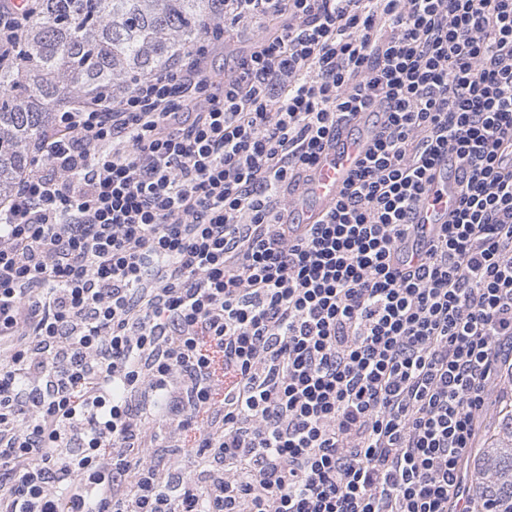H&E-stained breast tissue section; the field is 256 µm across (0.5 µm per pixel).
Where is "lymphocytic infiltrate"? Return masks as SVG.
Returning <instances> with one entry per match:
<instances>
[{
  "label": "lymphocytic infiltrate",
  "instance_id": "obj_1",
  "mask_svg": "<svg viewBox=\"0 0 512 512\" xmlns=\"http://www.w3.org/2000/svg\"><path fill=\"white\" fill-rule=\"evenodd\" d=\"M220 2L179 66L56 113L0 207V512H476L464 465L512 398V0ZM447 154L453 216L415 223ZM152 423L197 432L200 475L160 474ZM240 44L236 46H232L230 48H226L225 54L222 52L211 55L208 57L206 63V74L213 81H219L224 76V72L228 71L233 66V57L231 55V49L234 47H238ZM220 78V79H219ZM373 117L359 115L336 133L318 163L307 171L282 214V224H297L301 234L309 224L320 222L336 205L340 190L360 165L377 129Z\"/></svg>",
  "mask_w": 512,
  "mask_h": 512
}]
</instances>
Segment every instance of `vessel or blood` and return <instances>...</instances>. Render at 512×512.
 <instances>
[{"label":"vessel or blood","mask_w":512,"mask_h":512,"mask_svg":"<svg viewBox=\"0 0 512 512\" xmlns=\"http://www.w3.org/2000/svg\"><path fill=\"white\" fill-rule=\"evenodd\" d=\"M376 128L367 115L345 123L318 163L300 181L282 223L305 231L320 222L335 206L340 190L360 165L373 141ZM460 186V172L454 159L441 158L429 191L420 200L416 221L443 224L453 209Z\"/></svg>","instance_id":"obj_1"}]
</instances>
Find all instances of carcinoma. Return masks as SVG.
<instances>
[{"mask_svg": "<svg viewBox=\"0 0 512 512\" xmlns=\"http://www.w3.org/2000/svg\"><path fill=\"white\" fill-rule=\"evenodd\" d=\"M213 0H34L11 52L0 55V203L30 169V146L55 113L113 100L171 67L199 41ZM480 512H512V410L471 460Z\"/></svg>", "mask_w": 512, "mask_h": 512, "instance_id": "cac0c4a2", "label": "carcinoma"}]
</instances>
